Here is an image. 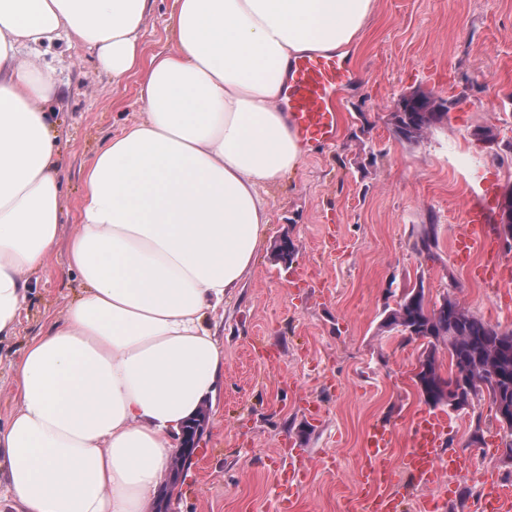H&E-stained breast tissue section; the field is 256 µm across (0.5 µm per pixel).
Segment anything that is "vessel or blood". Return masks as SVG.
<instances>
[{
    "label": "vessel or blood",
    "mask_w": 512,
    "mask_h": 512,
    "mask_svg": "<svg viewBox=\"0 0 512 512\" xmlns=\"http://www.w3.org/2000/svg\"><path fill=\"white\" fill-rule=\"evenodd\" d=\"M355 78L349 61L333 53L299 57L290 67L283 106L299 141L306 146L335 140L341 123L339 98L341 90ZM488 230L486 210L471 205L465 215L455 247L458 255H469L480 248ZM446 424L437 415L420 416L410 424L409 450L400 468L388 467L386 459L392 446L389 428H372L366 437V452L371 461L360 475L371 494L366 498L365 512H398V499L393 491L399 472H407L416 485H424L437 476L441 466L466 472L470 463L466 456L441 450ZM505 489L499 483L484 486L480 497L481 512H503Z\"/></svg>",
    "instance_id": "1"
}]
</instances>
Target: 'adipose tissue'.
<instances>
[{"instance_id": "ef3b65f1", "label": "adipose tissue", "mask_w": 512, "mask_h": 512, "mask_svg": "<svg viewBox=\"0 0 512 512\" xmlns=\"http://www.w3.org/2000/svg\"><path fill=\"white\" fill-rule=\"evenodd\" d=\"M150 5L0 0V340L60 239L42 54L76 40L113 83L144 73L141 118L83 172L67 271L85 291L13 364L0 461L18 512H148L224 367L211 318L253 271L271 188L302 161L277 107L288 68L346 55L373 0H173V48L147 58Z\"/></svg>"}]
</instances>
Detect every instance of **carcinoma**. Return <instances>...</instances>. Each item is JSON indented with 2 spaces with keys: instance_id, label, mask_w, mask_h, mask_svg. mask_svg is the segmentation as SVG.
Here are the masks:
<instances>
[{
  "instance_id": "cac0c4a2",
  "label": "carcinoma",
  "mask_w": 512,
  "mask_h": 512,
  "mask_svg": "<svg viewBox=\"0 0 512 512\" xmlns=\"http://www.w3.org/2000/svg\"><path fill=\"white\" fill-rule=\"evenodd\" d=\"M392 119L396 135L413 144L435 128L436 116L433 112H405L392 115ZM437 246L435 225L430 224L417 247L429 253ZM381 327L407 340L423 341L422 371L415 385L425 404L448 407L459 397L472 400L484 389L491 406L508 411L509 419L497 415L495 420L512 437V330H502L474 315L450 294L428 306L421 281L404 289L395 306L385 309ZM441 344L448 352L446 374L438 357Z\"/></svg>"
}]
</instances>
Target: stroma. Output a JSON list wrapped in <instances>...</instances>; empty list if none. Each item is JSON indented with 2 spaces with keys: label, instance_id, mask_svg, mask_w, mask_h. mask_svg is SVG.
I'll return each instance as SVG.
<instances>
[{
  "label": "stroma",
  "instance_id": "stroma-1",
  "mask_svg": "<svg viewBox=\"0 0 512 512\" xmlns=\"http://www.w3.org/2000/svg\"><path fill=\"white\" fill-rule=\"evenodd\" d=\"M171 9L172 0H153L145 56L171 50ZM349 55L359 81L342 98L335 142L305 152L271 189L267 243L211 322L224 347V378L171 512H277L278 484L300 461L289 512H362L368 490L358 474L374 425L394 431L387 463L399 470L403 512H476L485 481L512 485V437L482 394L464 411H440L450 448L470 456L472 471H443L412 489L399 465L407 426L430 411L413 382L423 345L381 326L386 306L420 278L429 303L452 290L471 313L512 329V252L496 239L469 260L452 250L483 182L499 191L512 185V0H374ZM60 58V243L45 270L30 274L15 334L0 341L1 422L17 407L12 361L84 293L66 272L83 171L142 110L140 73L113 84L79 45L61 46ZM411 88L453 102L447 120L412 145L390 123L394 100ZM486 126L497 145L475 139ZM430 224L438 233L431 257L416 247ZM284 236L298 249L289 267L273 256ZM477 428L483 441L474 445Z\"/></svg>",
  "mask_w": 512,
  "mask_h": 512
}]
</instances>
